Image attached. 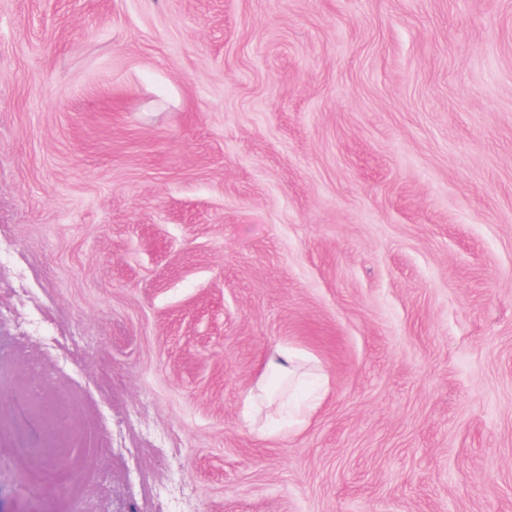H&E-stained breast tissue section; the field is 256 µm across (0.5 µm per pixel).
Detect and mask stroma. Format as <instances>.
Returning <instances> with one entry per match:
<instances>
[{
    "label": "stroma",
    "mask_w": 512,
    "mask_h": 512,
    "mask_svg": "<svg viewBox=\"0 0 512 512\" xmlns=\"http://www.w3.org/2000/svg\"><path fill=\"white\" fill-rule=\"evenodd\" d=\"M75 504L512 512V0H0V512ZM300 353L291 348L277 347L275 354L269 359L267 369L288 376V386L301 382L299 373ZM15 449L31 466V481L27 487L28 492L40 493L42 487L48 485L53 478L52 473L44 465V456L51 451L52 445L46 444L43 448H31L25 439H20Z\"/></svg>",
    "instance_id": "obj_1"
}]
</instances>
